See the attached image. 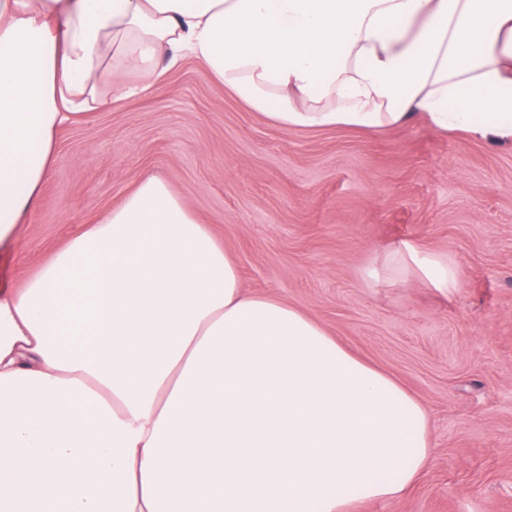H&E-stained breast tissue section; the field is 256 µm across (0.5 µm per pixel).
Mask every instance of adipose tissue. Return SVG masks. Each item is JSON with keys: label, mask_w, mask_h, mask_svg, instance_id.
I'll use <instances>...</instances> for the list:
<instances>
[{"label": "adipose tissue", "mask_w": 512, "mask_h": 512, "mask_svg": "<svg viewBox=\"0 0 512 512\" xmlns=\"http://www.w3.org/2000/svg\"><path fill=\"white\" fill-rule=\"evenodd\" d=\"M186 57L289 130L512 142V0H0V247L60 127ZM432 451L426 406L245 291L162 175L0 289V512H348Z\"/></svg>", "instance_id": "1"}]
</instances>
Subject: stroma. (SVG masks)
<instances>
[{
    "instance_id": "1",
    "label": "stroma",
    "mask_w": 512,
    "mask_h": 512,
    "mask_svg": "<svg viewBox=\"0 0 512 512\" xmlns=\"http://www.w3.org/2000/svg\"><path fill=\"white\" fill-rule=\"evenodd\" d=\"M60 128L0 287L18 288L150 173L224 242L242 287L297 306L431 417L403 495L350 512H512V144L415 120L288 131L192 60ZM454 269L433 287L414 263Z\"/></svg>"
}]
</instances>
